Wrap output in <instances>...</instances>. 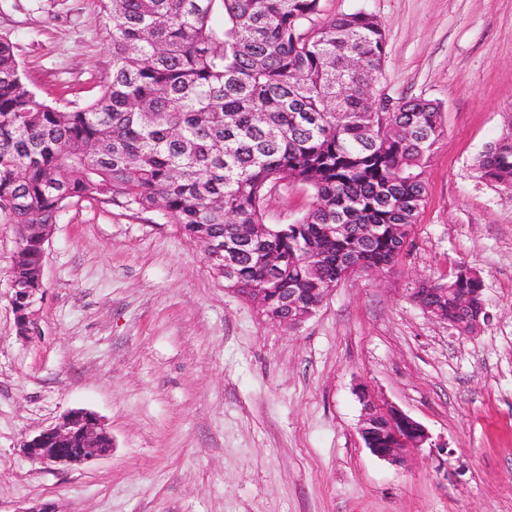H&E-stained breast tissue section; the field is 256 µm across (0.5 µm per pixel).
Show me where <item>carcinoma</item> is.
Here are the masks:
<instances>
[{
	"label": "carcinoma",
	"instance_id": "cac0c4a2",
	"mask_svg": "<svg viewBox=\"0 0 512 512\" xmlns=\"http://www.w3.org/2000/svg\"><path fill=\"white\" fill-rule=\"evenodd\" d=\"M112 73L82 106L38 100L16 44L0 35V209L22 246L12 277L41 274L40 231L74 201L152 213L193 241L240 253L227 287L252 297L295 283L324 288L343 271L394 265L425 201L424 172L443 133L430 100H384L351 60L380 73L386 37L363 11L307 23L320 0H107ZM512 186V131L477 159ZM310 191L305 213L266 226L281 186ZM327 224L351 232L330 238ZM361 224H386L365 240ZM438 288L482 287L458 271Z\"/></svg>",
	"mask_w": 512,
	"mask_h": 512
}]
</instances>
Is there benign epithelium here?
Returning a JSON list of instances; mask_svg holds the SVG:
<instances>
[{
  "label": "benign epithelium",
  "mask_w": 512,
  "mask_h": 512,
  "mask_svg": "<svg viewBox=\"0 0 512 512\" xmlns=\"http://www.w3.org/2000/svg\"><path fill=\"white\" fill-rule=\"evenodd\" d=\"M205 255L218 259L224 264V276L233 273L236 265L234 253L224 247L211 243L205 248ZM335 284L327 288H317V298L307 297L306 289L294 285L282 289L281 302L288 307L287 317H279L272 323L293 328L312 317L321 307L324 296L328 295ZM13 296L12 308L15 314L17 333L29 336L34 333L33 306L39 288H21L11 284ZM483 289L467 294L459 299V305L465 311V318L451 322V325L463 333H471L481 327L487 319L484 300L479 298ZM361 408L358 432L366 447L378 458L391 464L404 462L407 453L429 445L431 435L418 421L401 410L382 404L367 389L357 393ZM112 451V434L94 412L79 409L71 410L60 424L46 429L24 442L21 452L29 461L44 466H81L108 456Z\"/></svg>",
  "instance_id": "benign-epithelium-1"
}]
</instances>
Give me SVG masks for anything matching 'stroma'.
Wrapping results in <instances>:
<instances>
[{"label": "stroma", "instance_id": "1", "mask_svg": "<svg viewBox=\"0 0 512 512\" xmlns=\"http://www.w3.org/2000/svg\"><path fill=\"white\" fill-rule=\"evenodd\" d=\"M385 31L379 97L433 101L444 134L398 262L340 281L295 329L265 321L172 224L95 201L54 225L37 331L16 334V236L0 210V512H512V189L475 160L512 127V0H321ZM36 97L75 106L112 71L102 0H0ZM309 194L268 197L288 224ZM480 274L488 323L464 334L409 294ZM421 422L433 447L394 466L365 447L358 386ZM112 453L45 468L19 446L70 410Z\"/></svg>", "mask_w": 512, "mask_h": 512}]
</instances>
